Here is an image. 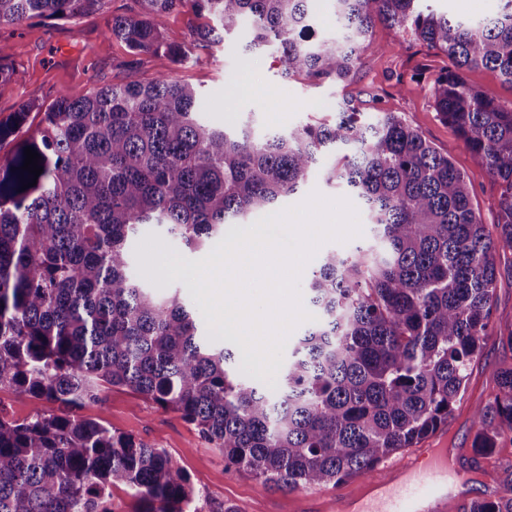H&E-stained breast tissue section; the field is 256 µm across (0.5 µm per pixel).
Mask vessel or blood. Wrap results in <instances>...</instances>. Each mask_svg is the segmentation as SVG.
<instances>
[{
  "instance_id": "1",
  "label": "vessel or blood",
  "mask_w": 512,
  "mask_h": 512,
  "mask_svg": "<svg viewBox=\"0 0 512 512\" xmlns=\"http://www.w3.org/2000/svg\"><path fill=\"white\" fill-rule=\"evenodd\" d=\"M448 461L421 454L400 458L366 480L352 496L322 499L305 494L302 512H456L457 493L448 488Z\"/></svg>"
}]
</instances>
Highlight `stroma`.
I'll use <instances>...</instances> for the list:
<instances>
[{"label": "stroma", "instance_id": "1", "mask_svg": "<svg viewBox=\"0 0 512 512\" xmlns=\"http://www.w3.org/2000/svg\"><path fill=\"white\" fill-rule=\"evenodd\" d=\"M134 7L133 0H106L98 13L0 26V63L14 71L11 83L0 88V121L10 120L25 108L29 111L26 126L33 130L59 94L80 98L97 87L149 81L162 74L198 89L210 120L233 126L252 112L255 128L262 134L287 131L311 116L330 119L337 98L351 96L359 100L365 119L396 113L438 151L451 153L470 185L473 205L483 222H497L499 183L440 120L432 105L430 82L448 60L443 53L416 42L409 31L376 25L360 68L346 83L303 77L287 82L281 77L277 54L244 51L246 29L206 48L192 46V32L207 19L186 9L171 13L163 32L170 43L191 45V62L182 64L166 55L133 57L124 44L106 37L104 31L108 20L130 14ZM133 251L132 272L137 278L179 289L185 305L195 307L192 281L197 254L150 228L134 242ZM510 358L511 350L487 341L472 367L467 394L457 403L447 427L423 442L427 448L449 449L448 482L470 499L497 491L506 473L512 472V442L503 441L489 458H475L471 450L472 411L493 392V370ZM101 397L100 403L82 408L81 416L104 421L113 431L166 449L208 505L231 504L239 512H293L292 494L228 468L223 456L178 414L125 388L104 389Z\"/></svg>", "mask_w": 512, "mask_h": 512}]
</instances>
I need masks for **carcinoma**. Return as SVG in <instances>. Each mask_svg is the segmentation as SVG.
Instances as JSON below:
<instances>
[{
    "label": "carcinoma",
    "mask_w": 512,
    "mask_h": 512,
    "mask_svg": "<svg viewBox=\"0 0 512 512\" xmlns=\"http://www.w3.org/2000/svg\"><path fill=\"white\" fill-rule=\"evenodd\" d=\"M135 2L105 30L133 56L188 59L162 32L164 17L188 9L218 22L191 44L219 43L246 23V50L274 48L286 81L344 82L376 24L409 30L448 58L433 106L499 182L498 222H482L451 154L393 112L360 120L351 98L328 123L257 137L251 118L234 133L203 120L201 96L169 75L59 95L0 159V390L66 411L0 417V512H115V487L135 512H203L200 490L165 450L68 412L100 402L105 386L179 414L227 465L278 490L370 474L448 425L493 331L496 256L512 254V101L465 73L485 68L512 84V0L478 20L422 7L428 0H333L330 35L314 30V0ZM103 3L0 0V24ZM26 118L0 122V141ZM27 147L43 172L23 191ZM319 171L364 206L372 243L324 253L305 278L318 318L271 390L241 373L239 353L204 337L178 290L131 275V243L149 225L201 250ZM495 377L473 411L477 458L512 440V365ZM468 512H512V484Z\"/></svg>",
    "instance_id": "1"
}]
</instances>
